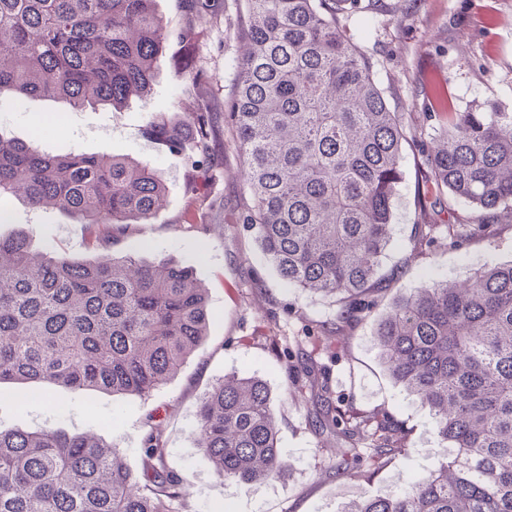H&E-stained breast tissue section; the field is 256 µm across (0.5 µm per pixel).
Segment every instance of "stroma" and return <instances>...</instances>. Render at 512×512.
<instances>
[{"label": "stroma", "mask_w": 512, "mask_h": 512, "mask_svg": "<svg viewBox=\"0 0 512 512\" xmlns=\"http://www.w3.org/2000/svg\"><path fill=\"white\" fill-rule=\"evenodd\" d=\"M168 27L198 23L204 30L193 52L196 79L184 87L175 78L181 56L166 44L154 63L146 100L111 108L70 111L60 100L34 98L14 106L0 97V134L66 153H112L151 163L167 185V205L149 224L131 225L110 247L117 256L191 266L209 292L213 318L202 345L181 371L149 396L115 397L106 391H27L0 384V431L59 429L88 434L116 445L132 474H140L147 418L163 428L166 459L187 483L173 512H342L353 499L375 497L438 467L441 460L430 419L391 380L371 337L392 300L438 278L462 283L483 264L512 262V220L503 219L487 236L453 246L418 243L421 224H465L470 206L436 204L426 183L423 152L443 120L437 96L447 89L453 110L492 100L512 111V0H354L342 15L369 58L374 78L391 111L408 130L403 148V181L394 201L395 232L382 262L378 304L335 338L311 335L309 327L330 323L336 302L285 287L247 222L251 204L240 152L228 123L235 64L242 53L237 29L244 0H209L197 11L194 0H155ZM211 119V162L220 177L211 188L216 208L196 222L188 191L191 168L158 146L149 131L152 116L169 113L175 99ZM12 220L0 236L24 231L36 252L94 259L85 228L55 209L29 208L10 200ZM305 353L341 408L386 410L408 448L379 467L345 474L337 469L342 438L315 431L304 378L288 369L289 355ZM237 372L263 379L272 397L287 468L281 478L251 486L225 482L203 449L197 448L196 412L203 394L224 375Z\"/></svg>", "instance_id": "obj_1"}]
</instances>
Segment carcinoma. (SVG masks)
<instances>
[{
  "label": "carcinoma",
  "instance_id": "cac0c4a2",
  "mask_svg": "<svg viewBox=\"0 0 512 512\" xmlns=\"http://www.w3.org/2000/svg\"><path fill=\"white\" fill-rule=\"evenodd\" d=\"M344 0H245L248 45L228 104L252 206L249 224L288 286L339 297L335 330L377 302L376 275L393 231L406 128L390 110L368 59L341 24ZM154 0H0V95L65 101L78 111L147 97L154 62L171 40ZM150 121L163 150L191 162L198 209L216 174L210 115L173 104ZM425 165L435 199L478 211L447 224L450 243L488 234L512 211V112L485 101L448 110ZM51 207L84 225L93 260L32 252L23 231L0 238V383L148 396L208 334V290L174 261L116 257L108 245L149 224L166 197L148 163L113 154H52L0 135V197ZM395 384L431 418L445 462L397 491L343 512H512V262L469 283L434 281L400 295L372 336ZM315 426L344 438L338 468L401 452L383 412L342 411L300 359ZM198 447L218 477L280 478L277 420L265 382L231 374L198 406ZM139 478L100 439L44 429L0 431V512H172L186 495L161 424L148 423Z\"/></svg>",
  "mask_w": 512,
  "mask_h": 512
}]
</instances>
